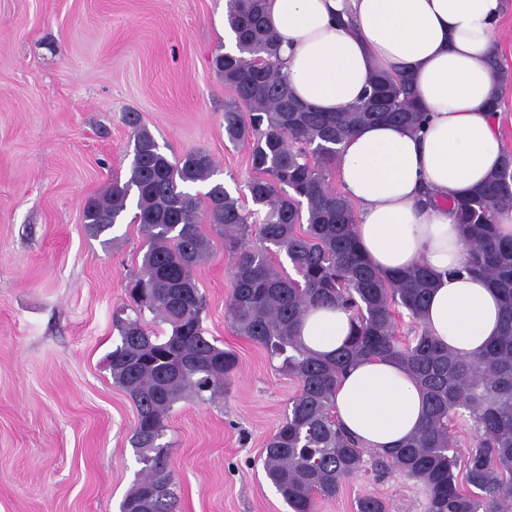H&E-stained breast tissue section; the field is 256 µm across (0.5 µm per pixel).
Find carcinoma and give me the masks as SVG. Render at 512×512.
<instances>
[{
	"label": "carcinoma",
	"mask_w": 512,
	"mask_h": 512,
	"mask_svg": "<svg viewBox=\"0 0 512 512\" xmlns=\"http://www.w3.org/2000/svg\"><path fill=\"white\" fill-rule=\"evenodd\" d=\"M234 52L213 65L234 93L224 106L229 142H252L248 208L215 182L213 158L200 151L168 156L135 112L129 176L87 199L83 219L107 246L128 206L146 252L130 274L129 303L117 309L120 344L109 356L113 382L137 410L132 447L142 468L121 512H175V483L166 472L170 445L160 442L175 403L206 402L224 392L238 357L206 336V301L196 267L211 253L213 226L232 253V291L226 313L233 330L261 345L299 383L269 437L267 478L291 512H316L350 480L399 473L415 480L423 512H512V236L496 215L512 210V154L485 183L448 200L465 245L460 270L489 279L501 300V328L482 352L460 357L430 336L423 321L432 274L423 263L394 272L375 269L361 253L352 204L328 182L337 146L368 123L420 125L407 75L374 72L368 89L340 112H318L298 102L274 62L278 36L265 21V0H227ZM206 183L199 195L193 184ZM286 257L295 275L280 262ZM353 312L339 352L319 354L299 333L312 308ZM405 310L413 334L401 336L396 314ZM160 326L152 331L144 314ZM402 364L424 391L418 430L399 447L367 451L336 421V385L362 358ZM472 441L458 446L459 425ZM357 512H388L377 496L357 501Z\"/></svg>",
	"instance_id": "obj_1"
}]
</instances>
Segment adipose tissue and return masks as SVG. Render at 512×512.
Listing matches in <instances>:
<instances>
[{"instance_id": "adipose-tissue-1", "label": "adipose tissue", "mask_w": 512, "mask_h": 512, "mask_svg": "<svg viewBox=\"0 0 512 512\" xmlns=\"http://www.w3.org/2000/svg\"><path fill=\"white\" fill-rule=\"evenodd\" d=\"M349 13L354 25H337ZM501 0H265L280 40L277 65L304 105L335 112L360 99L373 71L407 72L427 120L358 127L338 147V178L355 206L359 246L376 269L424 263L434 283L424 322L455 354L478 353L500 330L497 291L481 275H452L464 259L449 197L485 182L506 155L503 98L490 62L498 51ZM350 328L343 308H317L301 334L311 349H340ZM340 424L364 447L394 448L425 412L422 390L397 362L354 364L336 387Z\"/></svg>"}]
</instances>
